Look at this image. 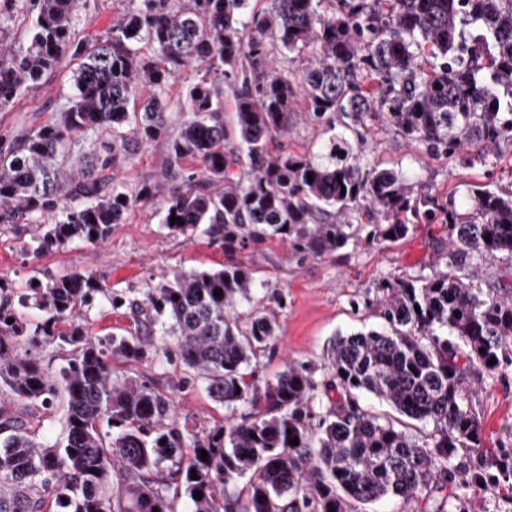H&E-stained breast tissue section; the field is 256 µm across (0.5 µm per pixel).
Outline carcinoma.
Here are the masks:
<instances>
[{"mask_svg": "<svg viewBox=\"0 0 512 512\" xmlns=\"http://www.w3.org/2000/svg\"><path fill=\"white\" fill-rule=\"evenodd\" d=\"M85 2L0 0V111L45 75L71 73L46 118L0 137V224L36 225L27 253L101 245L170 182L166 229L189 237L207 224L228 251L279 237L322 257L396 242L415 223L447 225L450 248L446 269L375 288L382 330L333 339L327 389L338 396L326 407L313 405L305 365L259 383L277 322L260 305L265 284L240 263L176 271L140 300L77 270L21 293L0 283V512H183L186 501L190 512H353L391 497L452 512L460 490L512 488V443L482 446L469 382L475 366L512 369V287L491 273L512 263V182L472 191L462 211L363 157V129L380 117L432 157L485 165L512 148V0H267L262 10L251 0H123L92 40L78 35ZM19 13L24 30L12 25ZM178 78L187 85L173 100ZM300 85L305 112L329 134L316 153L283 145ZM172 107L183 122L160 180L125 187L117 170L133 160L132 143L164 135ZM86 135L92 150L70 158ZM99 304L129 307L134 329L90 334L82 317ZM22 308L42 317L30 325ZM47 347L60 351L56 368L42 359ZM150 348L245 413L201 432L178 427L166 394L112 366ZM364 394L432 431L380 420ZM60 404L62 432L49 442L31 418Z\"/></svg>", "mask_w": 512, "mask_h": 512, "instance_id": "1", "label": "carcinoma"}]
</instances>
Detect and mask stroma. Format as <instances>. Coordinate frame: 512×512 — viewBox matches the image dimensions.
<instances>
[{"label":"stroma","mask_w":512,"mask_h":512,"mask_svg":"<svg viewBox=\"0 0 512 512\" xmlns=\"http://www.w3.org/2000/svg\"><path fill=\"white\" fill-rule=\"evenodd\" d=\"M69 84L68 73L46 75L37 92L0 112V134L12 133L31 115L56 103ZM366 139L370 162L414 175L433 193L455 197L461 205L468 202L470 188L512 179V148L497 154L489 166L470 165L456 156L430 157L380 120L369 122ZM135 151L132 163L121 166L120 177L132 187L156 183L166 163L165 140L136 146ZM31 232L28 224H0V278L19 292L31 278L63 276L78 269L101 275L114 291L134 297L173 271L219 269L231 259L249 266L268 288L271 297L265 305L278 324L273 343L259 358L257 375L263 381L274 379L288 365L303 364L311 367L316 382H324L326 351L336 334L382 327L378 308L367 303L378 283L429 273L443 263L448 251L445 225L419 224L397 242L349 246L321 258H301L288 242L277 239L231 256L213 242L206 226H199L189 238L169 232L155 202L128 211L100 247L75 241L34 259L25 254ZM113 365L169 395L178 426L202 430L232 420L181 363H166L150 354L137 361L117 359ZM471 385L484 447L512 441V372L502 378L477 372Z\"/></svg>","instance_id":"obj_1"}]
</instances>
